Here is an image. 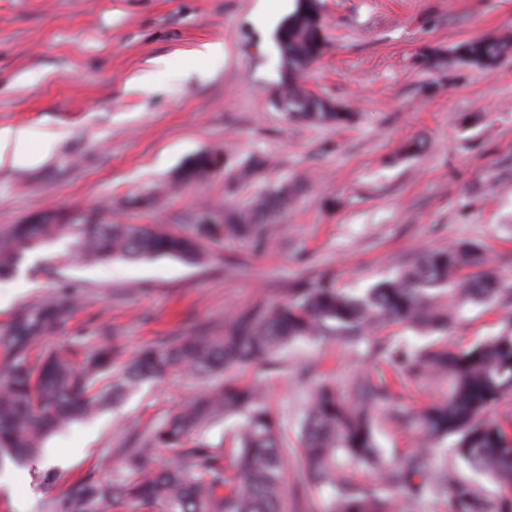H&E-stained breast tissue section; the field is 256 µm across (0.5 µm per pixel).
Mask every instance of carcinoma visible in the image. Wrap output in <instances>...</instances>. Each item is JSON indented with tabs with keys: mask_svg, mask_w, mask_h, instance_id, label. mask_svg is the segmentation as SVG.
Masks as SVG:
<instances>
[{
	"mask_svg": "<svg viewBox=\"0 0 512 512\" xmlns=\"http://www.w3.org/2000/svg\"><path fill=\"white\" fill-rule=\"evenodd\" d=\"M319 0H299L277 31L282 83L277 97L287 119L343 124L354 113L310 93L300 81L323 55V25L315 23ZM512 46L483 37L456 46L442 59L421 54L420 65L458 63L496 68ZM199 152L177 172L183 186L206 180L217 164ZM299 185L284 184L224 213L205 208L182 231L159 224H103L95 216L46 211L0 229V277L17 271L27 252L69 234L87 263L139 262L170 257L188 264L204 260L202 244L226 237L249 239L255 248L279 228V218L297 201ZM512 288L490 267L477 242L464 240L422 251L416 261L359 293L336 288L331 275L296 282L281 302L260 303L234 316L224 335L190 334L140 349L119 371L122 350L102 344L76 367L61 349L44 345L63 331L77 309L72 286L62 284L35 303L18 309L0 334V468L9 461L27 467L41 456L45 440L80 418L98 412L110 398L119 402L148 382L180 370L206 378L226 375L216 387L195 392L179 412L143 433L124 449L122 468L103 459L52 503L53 512H285V481L291 448L280 415L255 383L227 376L231 370L268 362L284 346L310 337L334 336L348 347L367 345L374 371L358 377L351 397L334 383L310 384L300 430L299 470L291 487L301 505L330 490L327 512H395L388 496L359 485L345 471L349 463L374 469L380 483L400 486L407 499L453 493L452 512H512V420L491 411L512 396V314L494 336L463 350L448 348L445 333L468 304H481ZM413 328L430 341L410 347L373 335L389 325ZM112 376L108 392H93ZM448 380V396L400 418L419 432L420 447L407 460L385 456L374 429V409L398 396L410 382ZM241 418L235 444L214 448L204 440L214 426ZM453 437L451 449L474 472L496 486V497L431 466L437 448ZM161 448L174 453L166 468L152 466Z\"/></svg>",
	"mask_w": 512,
	"mask_h": 512,
	"instance_id": "carcinoma-1",
	"label": "carcinoma"
}]
</instances>
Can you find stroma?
Returning a JSON list of instances; mask_svg holds the SVG:
<instances>
[{"label": "stroma", "mask_w": 512, "mask_h": 512, "mask_svg": "<svg viewBox=\"0 0 512 512\" xmlns=\"http://www.w3.org/2000/svg\"><path fill=\"white\" fill-rule=\"evenodd\" d=\"M297 0H0V128L30 133L36 159L0 167V228L48 209L95 212L103 222L164 224L178 231L204 207L236 209L300 179L284 232L261 249L228 238L207 244L203 264L172 258L81 264L71 236L30 252L0 280V332L20 307L58 281L81 290L66 331L46 345L74 362L118 337L127 353L198 327L223 334L235 315L282 300L300 278L332 274L345 290L392 276L426 249L484 245L512 280V54L486 71L428 70L424 50L481 37L512 39V0H322L323 56L303 84L353 112L339 125L297 123L275 105L281 82L276 32ZM218 43L224 53L204 55ZM158 82L144 91L140 76ZM201 151L225 157L204 182L172 178ZM265 168L239 180L244 162ZM153 203L137 198L156 187ZM500 302L467 305L448 330L461 349L501 329ZM313 368L340 387L372 371L365 347L299 342L272 364L238 370L267 392L297 445ZM201 382L180 372L105 405L89 421L50 436L36 469L19 470L0 512H51L103 455L120 468L128 436L175 413ZM446 384L411 383L376 413L385 453L416 450L394 409L446 397ZM53 471L44 486L37 471Z\"/></svg>", "instance_id": "obj_1"}]
</instances>
